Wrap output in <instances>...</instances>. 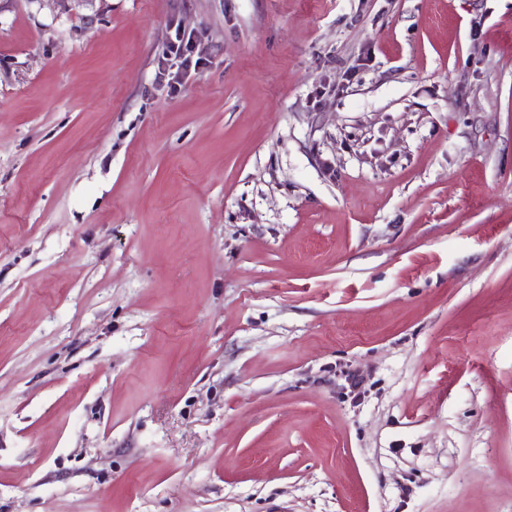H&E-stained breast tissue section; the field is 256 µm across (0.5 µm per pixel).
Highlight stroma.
<instances>
[{
  "label": "stroma",
  "instance_id": "stroma-1",
  "mask_svg": "<svg viewBox=\"0 0 512 512\" xmlns=\"http://www.w3.org/2000/svg\"><path fill=\"white\" fill-rule=\"evenodd\" d=\"M0 512H512V0H0ZM190 43V37L185 40V34L181 31L175 30L174 39L171 38L168 45V52L166 53V62H171L168 66L170 79L168 81V87L173 92H178L182 86V78L187 74L190 69L192 62L189 59V55L186 54ZM176 66V71H171ZM173 81V82H171Z\"/></svg>",
  "mask_w": 512,
  "mask_h": 512
}]
</instances>
